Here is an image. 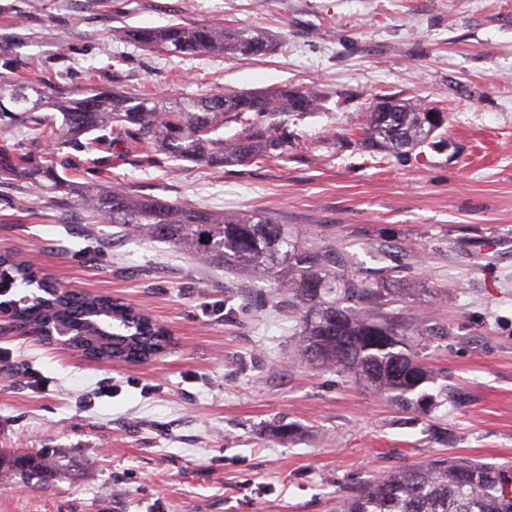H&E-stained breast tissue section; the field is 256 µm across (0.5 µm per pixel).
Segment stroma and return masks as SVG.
Returning a JSON list of instances; mask_svg holds the SVG:
<instances>
[{
	"label": "stroma",
	"instance_id": "1",
	"mask_svg": "<svg viewBox=\"0 0 512 512\" xmlns=\"http://www.w3.org/2000/svg\"><path fill=\"white\" fill-rule=\"evenodd\" d=\"M257 28L273 53H149L118 23ZM0 51L61 91L303 90L288 154L155 165L112 145V182L210 211L258 210L337 240L361 270L386 239L415 260L401 304L446 328L421 346L444 393L405 411L293 360L273 284L57 212L0 180V252L59 286L132 304L168 328L140 364L92 361L0 320V454L53 460L46 482L0 469V512H336L354 484L431 459L512 461V0H0ZM382 96L442 102L437 145L384 157L360 141ZM289 433L272 436L273 426Z\"/></svg>",
	"mask_w": 512,
	"mask_h": 512
}]
</instances>
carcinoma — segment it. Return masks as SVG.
<instances>
[{
    "label": "carcinoma",
    "instance_id": "carcinoma-1",
    "mask_svg": "<svg viewBox=\"0 0 512 512\" xmlns=\"http://www.w3.org/2000/svg\"><path fill=\"white\" fill-rule=\"evenodd\" d=\"M114 35L145 51L179 55L219 52L226 57L271 53L274 39L245 27L212 25L113 28ZM0 175L44 178L64 191L55 204H71L88 213L91 224H120L129 232L173 245L209 264L245 269L274 284L298 315L297 359L331 369L387 396L405 409L428 411L436 397L425 392L437 373L419 360L417 346L448 331L433 322L392 309L402 289L395 275L411 268L410 255L396 244L376 248L379 268L351 270L353 256L334 243L302 241L263 212L219 215L190 204L143 197L108 187L111 157L88 168L69 163L65 148L85 153L109 151L115 140L132 147L153 144L163 161L242 165L288 143L285 117L310 112L320 99L309 91L261 93L226 91L190 98L119 94L97 88L61 92L53 84L34 83L20 74L18 59L0 53ZM420 100L382 97L366 112L361 144L399 158L427 143L430 111ZM241 126L224 138V126ZM16 125L50 140L44 162L7 144ZM80 176L75 182L72 177ZM17 288H33L11 304L19 327L65 329L75 347L108 361L146 362L171 343V335L130 306L66 292L33 265L0 254V277ZM13 465L43 480L54 475L42 457H20ZM512 464L463 458L431 460L389 471L353 488L338 512H512Z\"/></svg>",
    "mask_w": 512,
    "mask_h": 512
}]
</instances>
